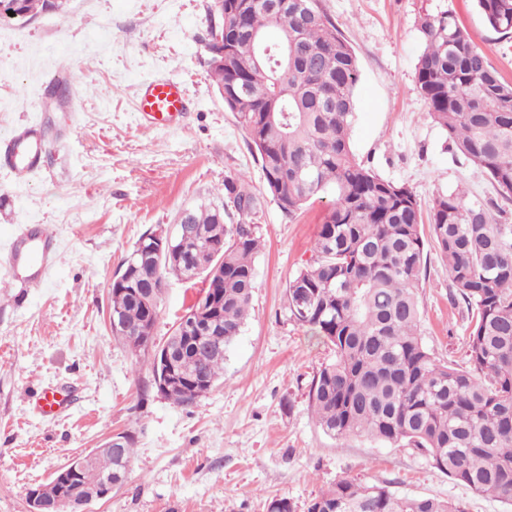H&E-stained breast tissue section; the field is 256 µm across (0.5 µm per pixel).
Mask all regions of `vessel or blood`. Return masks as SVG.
I'll use <instances>...</instances> for the list:
<instances>
[{"instance_id": "obj_1", "label": "vessel or blood", "mask_w": 512, "mask_h": 512, "mask_svg": "<svg viewBox=\"0 0 512 512\" xmlns=\"http://www.w3.org/2000/svg\"><path fill=\"white\" fill-rule=\"evenodd\" d=\"M189 107L185 84L174 78H146L139 86L136 110L148 126L166 128L182 117ZM42 138L32 126H22L0 140V167L12 171H36L42 166ZM53 244L48 235L29 227L18 228L10 238L0 266L14 270L29 269L28 286L41 285L50 269ZM69 394L65 388H49L36 403L38 413L60 415L67 407Z\"/></svg>"}]
</instances>
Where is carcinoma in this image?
<instances>
[{
	"mask_svg": "<svg viewBox=\"0 0 512 512\" xmlns=\"http://www.w3.org/2000/svg\"><path fill=\"white\" fill-rule=\"evenodd\" d=\"M485 23L512 37V0H476ZM293 39L297 66L279 50L255 66L252 33ZM423 49L416 83L429 116L448 149L485 174L498 198L512 205V83L448 11L419 21ZM224 106L237 114L257 153L267 193L291 215L335 190L318 228L311 260L288 281V316L330 344L334 359L314 375L309 409L328 435H365L425 452L453 481L512 507V224L497 203L441 193L422 230L414 190L387 180L356 158L350 143L359 81L355 55L315 0H224V66L210 68ZM71 79L49 86L51 102H64ZM227 199L241 213L257 206L244 176L224 182ZM202 231V256L193 267L178 259L174 238L162 254L133 249L110 285L112 335L135 350L153 345L163 295L145 300L154 284L201 280L191 306L211 309L202 330L179 336L176 322L164 346L178 376L164 396L192 405L224 376V350L250 315L255 258L262 243L252 224L224 223V206L187 210ZM434 244L465 305L468 361L437 360L418 333L417 290ZM119 455L84 462L62 484L60 502L47 512H67L66 501L109 483L124 486L135 438L122 433ZM266 512H296L276 496ZM307 512H464L434 497H410L388 484L341 479L313 497Z\"/></svg>",
	"mask_w": 512,
	"mask_h": 512,
	"instance_id": "cac0c4a2",
	"label": "carcinoma"
}]
</instances>
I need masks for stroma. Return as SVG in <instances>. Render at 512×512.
<instances>
[{"label":"stroma","mask_w":512,"mask_h":512,"mask_svg":"<svg viewBox=\"0 0 512 512\" xmlns=\"http://www.w3.org/2000/svg\"><path fill=\"white\" fill-rule=\"evenodd\" d=\"M211 0H66L26 22L0 21V136L27 123L46 131V172L0 168V250L23 225L58 249L46 281L0 271V512H28L29 493L75 457L130 431L135 456L126 484L85 512H266L275 496L306 512L321 490L348 478L390 483L400 493L505 512L504 504L455 483L415 448L324 433L308 408L313 376L330 345L288 318L285 288L310 260L332 194L285 215L266 194L246 130L209 71ZM352 47L351 148L381 177L409 185L422 208L456 186L492 198L485 175L455 162L415 81L421 16L452 11L502 77L512 82V38L490 30L474 0H317ZM78 78L52 111L39 84ZM185 83L195 101L171 128L136 119L139 83ZM246 174L258 205L224 203V181ZM225 207L226 223L254 225L251 314L228 346L224 376L188 407L164 398L142 365L146 353L112 334L109 288L139 238L170 227L187 208ZM199 285L171 280L154 330L163 344ZM419 332L434 356L465 363L466 309L452 297L448 268L429 250L417 290ZM72 386L65 415L34 407L44 388Z\"/></svg>","instance_id":"obj_1"}]
</instances>
